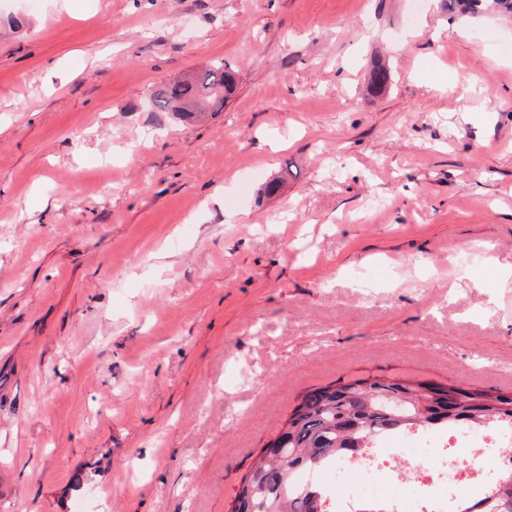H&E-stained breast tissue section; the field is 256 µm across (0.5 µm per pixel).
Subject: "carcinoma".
<instances>
[{"label":"carcinoma","mask_w":512,"mask_h":512,"mask_svg":"<svg viewBox=\"0 0 512 512\" xmlns=\"http://www.w3.org/2000/svg\"><path fill=\"white\" fill-rule=\"evenodd\" d=\"M444 5L453 16L512 14V0H444ZM389 81L386 65L374 63L367 94L384 92ZM234 88V72L221 62L190 79L158 88L152 104L160 112L194 117L221 111ZM485 423L512 425V394L380 376L317 388L303 396L276 438L242 476L232 512H329L324 493L315 485L301 484L298 472L361 454L380 435ZM456 512H512V470L500 474L476 502L462 503Z\"/></svg>","instance_id":"obj_1"}]
</instances>
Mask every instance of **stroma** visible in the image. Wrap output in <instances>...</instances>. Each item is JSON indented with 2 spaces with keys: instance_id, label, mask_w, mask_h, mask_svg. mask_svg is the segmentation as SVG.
I'll list each match as a JSON object with an SVG mask.
<instances>
[{
  "instance_id": "1",
  "label": "stroma",
  "mask_w": 512,
  "mask_h": 512,
  "mask_svg": "<svg viewBox=\"0 0 512 512\" xmlns=\"http://www.w3.org/2000/svg\"><path fill=\"white\" fill-rule=\"evenodd\" d=\"M222 60L223 111L152 107ZM368 375L512 393V17L0 0V512H230ZM390 72L386 65L381 62H375L372 66L366 84L368 95L374 96L385 91L390 81Z\"/></svg>"
}]
</instances>
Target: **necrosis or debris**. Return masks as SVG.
I'll return each mask as SVG.
<instances>
[{
    "mask_svg": "<svg viewBox=\"0 0 512 512\" xmlns=\"http://www.w3.org/2000/svg\"><path fill=\"white\" fill-rule=\"evenodd\" d=\"M474 465L463 470L457 457ZM512 469V428L490 425L447 433L412 430L383 437L366 452L323 467L315 480L331 493V512H361L406 499L409 512H448L478 494L491 476Z\"/></svg>",
    "mask_w": 512,
    "mask_h": 512,
    "instance_id": "1",
    "label": "necrosis or debris"
}]
</instances>
